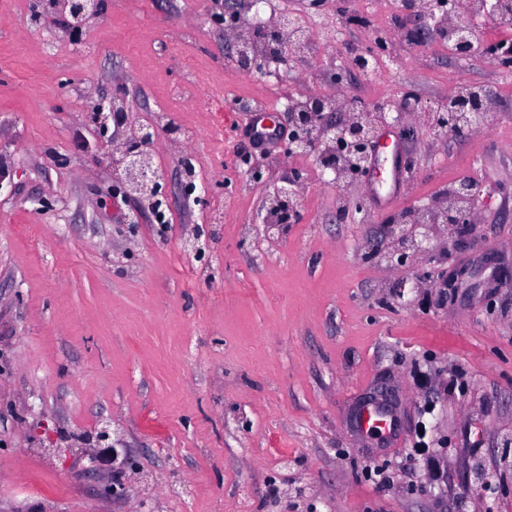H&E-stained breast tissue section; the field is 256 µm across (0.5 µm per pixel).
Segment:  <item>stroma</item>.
I'll use <instances>...</instances> for the list:
<instances>
[{"label":"stroma","instance_id":"obj_1","mask_svg":"<svg viewBox=\"0 0 512 512\" xmlns=\"http://www.w3.org/2000/svg\"><path fill=\"white\" fill-rule=\"evenodd\" d=\"M277 2L317 47L276 82L238 67L225 0H99L80 26L62 0H0V512H512V470L487 489L472 473L512 439V72L437 31L411 41L392 0ZM374 29L390 37L368 79L351 63ZM462 85L489 90V126L443 137L407 112L385 210L389 152L337 189L317 154L214 120L235 97L285 127L287 98L434 107ZM117 100L126 125L100 127L93 105ZM142 125L156 210L114 178ZM295 173L296 222L267 228ZM464 179L474 226L432 225L430 251L390 265L385 225ZM380 387L397 448L352 418ZM106 423L113 454L88 442Z\"/></svg>","mask_w":512,"mask_h":512}]
</instances>
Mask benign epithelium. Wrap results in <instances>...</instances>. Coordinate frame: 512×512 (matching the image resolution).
Masks as SVG:
<instances>
[{
  "label": "benign epithelium",
  "instance_id": "7a95c632",
  "mask_svg": "<svg viewBox=\"0 0 512 512\" xmlns=\"http://www.w3.org/2000/svg\"><path fill=\"white\" fill-rule=\"evenodd\" d=\"M423 4L424 0H404L405 10L423 19L418 30V36L422 40L433 32L431 21L435 19L434 15L425 10ZM66 5L72 15L88 17L95 14L97 0H66ZM507 13H512V0H477V4L468 14L458 17L448 27L452 54L466 59L479 52L494 57L502 68L511 71L512 46L503 48L476 42L472 24V19L476 16L488 22H496ZM489 100L490 93L482 87L471 90L465 97L451 96L428 114L430 124L438 134L445 137L465 127H475L486 117ZM409 109H419L418 102H411L406 98L396 105H375L370 110L353 107L349 118L332 120L328 118V113L333 111L331 105L323 97H314L308 110L290 111L296 132L288 142V150L292 153H308L324 143L333 153L343 158L348 167L363 174L374 172L377 169L376 152L380 145L377 138L378 125L400 122L403 112ZM152 140L150 127L143 126L137 134L123 143L124 168L117 177V183L130 198H154L159 193L163 175L157 168L153 155L146 150V145ZM297 185L298 177L295 176L275 188L273 218L276 223L291 222L295 214ZM479 194L477 183L463 180L452 187L443 205L437 208H412L409 211L411 230H405L404 221L384 225L386 237L391 240V246L385 253L387 262L393 266H402L414 253L426 250L428 235L424 229L439 218L448 225L450 236L462 226L471 224V212L464 209V203L475 201Z\"/></svg>",
  "mask_w": 512,
  "mask_h": 512
}]
</instances>
